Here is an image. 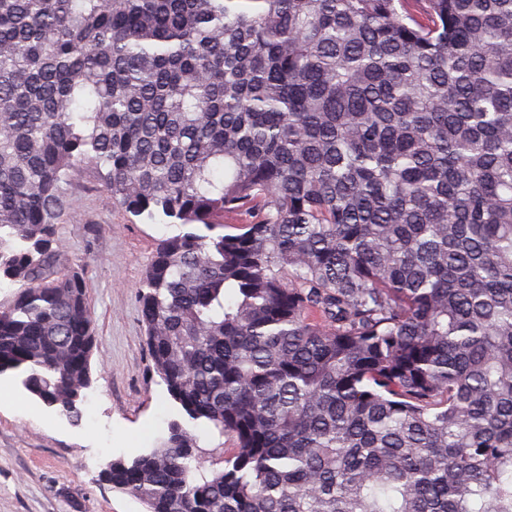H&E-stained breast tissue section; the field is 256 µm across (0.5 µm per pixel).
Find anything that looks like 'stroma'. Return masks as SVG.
Instances as JSON below:
<instances>
[{"mask_svg":"<svg viewBox=\"0 0 512 512\" xmlns=\"http://www.w3.org/2000/svg\"><path fill=\"white\" fill-rule=\"evenodd\" d=\"M72 206L58 226L68 258L85 264L98 344L86 391L94 412L73 422L33 398L19 379H0V512H146L142 502L101 481L107 461L160 447L171 422L196 439L204 473L224 467L227 437L189 421L153 369L137 293L163 236L177 229L113 205L97 171L77 170Z\"/></svg>","mask_w":512,"mask_h":512,"instance_id":"obj_1","label":"stroma"}]
</instances>
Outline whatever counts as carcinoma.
I'll return each mask as SVG.
<instances>
[{"instance_id": "cac0c4a2", "label": "carcinoma", "mask_w": 512, "mask_h": 512, "mask_svg": "<svg viewBox=\"0 0 512 512\" xmlns=\"http://www.w3.org/2000/svg\"><path fill=\"white\" fill-rule=\"evenodd\" d=\"M83 166L179 228L148 352L234 443L196 475L173 422L101 481L147 512H512V0H0V377L76 423Z\"/></svg>"}]
</instances>
